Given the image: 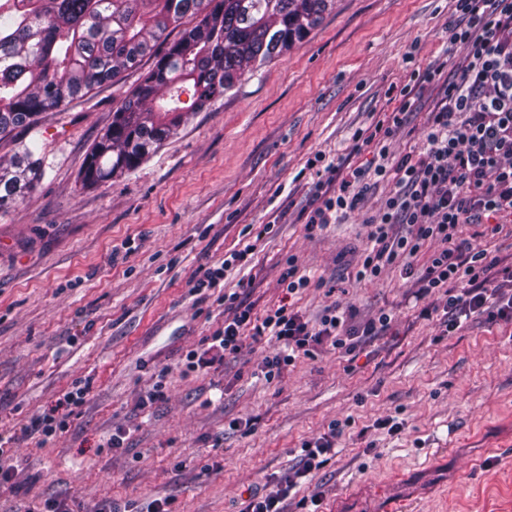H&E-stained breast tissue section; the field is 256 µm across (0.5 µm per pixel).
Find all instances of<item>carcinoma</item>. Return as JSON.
Instances as JSON below:
<instances>
[{
    "instance_id": "carcinoma-1",
    "label": "carcinoma",
    "mask_w": 512,
    "mask_h": 512,
    "mask_svg": "<svg viewBox=\"0 0 512 512\" xmlns=\"http://www.w3.org/2000/svg\"><path fill=\"white\" fill-rule=\"evenodd\" d=\"M330 0H0V137L153 66L113 110L80 177L95 187L138 167L190 114L302 42ZM193 25L166 42L184 19ZM188 99H182V95ZM33 143L0 157V213L37 188Z\"/></svg>"
}]
</instances>
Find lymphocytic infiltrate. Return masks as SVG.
Returning a JSON list of instances; mask_svg holds the SVG:
<instances>
[{
    "label": "lymphocytic infiltrate",
    "instance_id": "obj_1",
    "mask_svg": "<svg viewBox=\"0 0 512 512\" xmlns=\"http://www.w3.org/2000/svg\"><path fill=\"white\" fill-rule=\"evenodd\" d=\"M461 19L448 30L449 47H461L465 63L454 79L442 80V65L413 73L399 90L402 107H413L414 92L426 84L440 87V100L427 115L426 143L418 154L388 162L386 142L403 123L400 112L385 114L354 135L356 147H373L379 162L373 171L361 168L340 173L315 155L309 167H322L315 190L320 203L307 217L309 229L337 222L354 211L368 177L394 178L397 192L382 213L368 218L369 245L355 273L356 280L372 281L389 265L416 257L426 244L440 242L420 281L424 292H445L443 327L453 333L462 319L483 316L489 321H512V295L490 288L492 276L512 280V267L495 268L484 252H470L461 238L463 225L482 216L512 214V0H453ZM235 316L216 328L202 348L188 351L186 368L204 370L236 352L244 334L268 339L273 345L260 372L265 381L279 378L310 344L329 343L352 351L354 333L345 331V315L327 310L318 324H310L288 306L255 318L245 301L229 295ZM343 425L302 445L300 467L277 481L276 491L250 494L241 512H287L292 491L301 479L320 470L334 453Z\"/></svg>",
    "mask_w": 512,
    "mask_h": 512
}]
</instances>
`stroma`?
I'll list each match as a JSON object with an SVG mask.
<instances>
[{
  "instance_id": "35a3bbf8",
  "label": "stroma",
  "mask_w": 512,
  "mask_h": 512,
  "mask_svg": "<svg viewBox=\"0 0 512 512\" xmlns=\"http://www.w3.org/2000/svg\"><path fill=\"white\" fill-rule=\"evenodd\" d=\"M458 21L451 0H334L302 44L97 188L80 179L85 157L152 59L0 139L5 158L36 142L46 169L34 194L0 214V436L90 383L65 431L15 442L0 512H25L34 499L149 512L164 497L172 512H239L250 493L275 491L298 469L304 441L343 420L335 455L296 489L319 496L320 512H387L392 502L400 512H512V321L478 316L442 335L444 296L417 294L435 242L411 272L398 263L375 282L355 280L366 221L396 192L392 179L371 181L340 223L306 228L317 180L308 160L373 167L354 133L399 108L413 70L441 62L448 77L463 65V50L445 54ZM416 96L390 160L425 142L437 91ZM502 224L497 234L489 219L464 225L461 238L511 264L512 216ZM249 242L252 263L223 286L256 315L288 303L314 321L336 307L346 330L382 312L388 328L349 352L313 346L270 383L256 370L271 347L249 337L222 364L186 372L185 354L233 316L190 282ZM290 257L311 279L293 296L280 284ZM159 369L167 398L140 409ZM389 416L401 433L377 428ZM118 428L130 436L113 450Z\"/></svg>"
}]
</instances>
